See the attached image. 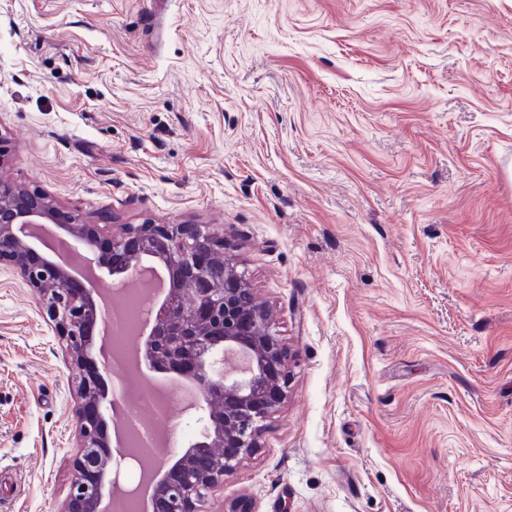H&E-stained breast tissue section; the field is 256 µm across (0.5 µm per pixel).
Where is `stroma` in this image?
Instances as JSON below:
<instances>
[{
    "label": "stroma",
    "instance_id": "1",
    "mask_svg": "<svg viewBox=\"0 0 512 512\" xmlns=\"http://www.w3.org/2000/svg\"><path fill=\"white\" fill-rule=\"evenodd\" d=\"M0 146L108 231L223 233L266 303L288 395L206 512H512V0H0ZM79 405L0 267V512H64Z\"/></svg>",
    "mask_w": 512,
    "mask_h": 512
}]
</instances>
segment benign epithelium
<instances>
[{"label":"benign epithelium","instance_id":"benign-epithelium-1","mask_svg":"<svg viewBox=\"0 0 512 512\" xmlns=\"http://www.w3.org/2000/svg\"><path fill=\"white\" fill-rule=\"evenodd\" d=\"M53 224L69 253L32 260L29 228ZM78 254L109 275L142 273L146 258L161 261L172 288L151 308V330L136 352L153 368L174 373L193 386L192 401L208 405L199 437L175 462L158 458L150 483V512H205L209 492L224 486L259 444L265 423L287 396L290 352L266 305L235 265L221 258L224 236L198 224L125 226L110 234L100 224L66 211L50 194L0 182V265L13 267L46 301L47 313L70 354L81 397L78 453L65 512H111L106 486L119 479L120 460L103 434L110 400L102 388L106 342L96 336L99 289L68 275L69 255Z\"/></svg>","mask_w":512,"mask_h":512}]
</instances>
